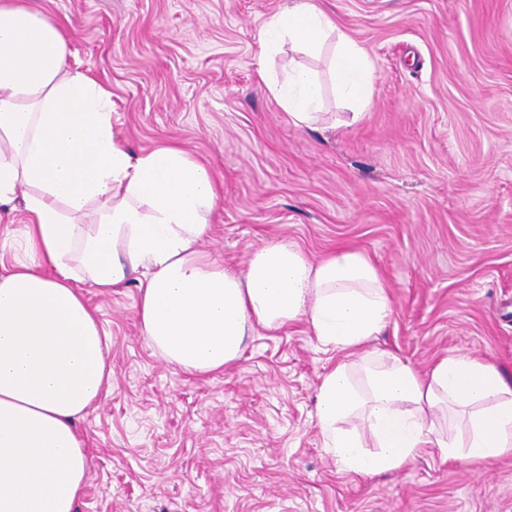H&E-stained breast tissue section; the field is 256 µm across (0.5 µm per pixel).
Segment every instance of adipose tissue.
Instances as JSON below:
<instances>
[{
	"mask_svg": "<svg viewBox=\"0 0 512 512\" xmlns=\"http://www.w3.org/2000/svg\"><path fill=\"white\" fill-rule=\"evenodd\" d=\"M332 46L338 95L366 109L374 69L319 0H290L265 22L260 82L296 126L320 121L322 86L307 70L268 68L283 46ZM70 40L29 0H0V205L22 200L27 259L0 268V512H75L91 457L77 429L112 380L108 336L80 286L114 293L136 282L144 336L166 360L208 375L241 356L246 336L302 323L345 351L388 324L386 279L348 247L308 259L271 242L242 271L201 244L218 202L206 164L165 144L132 153L112 125V95L68 68ZM468 413L465 445L436 420ZM317 415L324 445L348 470L401 468L434 448L487 463L512 451V383L472 354L428 373L387 351L341 362L323 377ZM366 421L378 450L339 420Z\"/></svg>",
	"mask_w": 512,
	"mask_h": 512,
	"instance_id": "1",
	"label": "adipose tissue"
}]
</instances>
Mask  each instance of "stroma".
<instances>
[{"mask_svg":"<svg viewBox=\"0 0 512 512\" xmlns=\"http://www.w3.org/2000/svg\"><path fill=\"white\" fill-rule=\"evenodd\" d=\"M30 2L65 26L72 69L111 92L132 152L173 143L209 166L204 250L239 271L271 241L311 259L355 248L393 304L366 350L422 373L472 353L512 376V0H320L372 62L364 116L337 96L330 50L272 66L314 70L338 127L294 126L258 81L260 31L288 0ZM26 222L0 206L1 263L24 259ZM83 293L112 382L77 424L92 457L77 512H512V454L344 469L315 397L346 354L303 324L256 330L239 360L195 376L143 336L137 287Z\"/></svg>","mask_w":512,"mask_h":512,"instance_id":"1","label":"stroma"}]
</instances>
